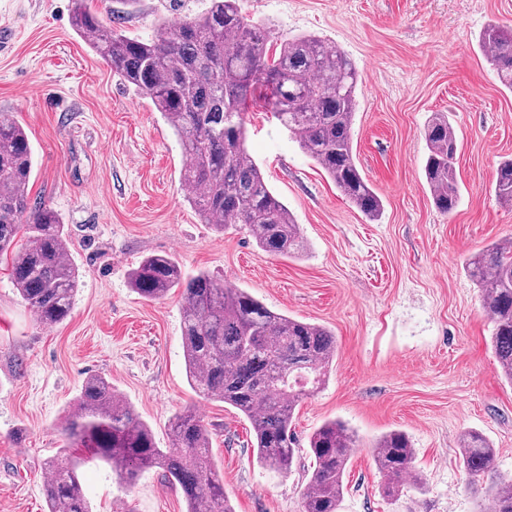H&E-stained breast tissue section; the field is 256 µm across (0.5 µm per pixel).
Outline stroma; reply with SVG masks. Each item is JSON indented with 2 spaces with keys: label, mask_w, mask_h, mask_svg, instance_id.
<instances>
[{
  "label": "stroma",
  "mask_w": 512,
  "mask_h": 512,
  "mask_svg": "<svg viewBox=\"0 0 512 512\" xmlns=\"http://www.w3.org/2000/svg\"><path fill=\"white\" fill-rule=\"evenodd\" d=\"M208 0H94L105 25L150 38L159 16L182 18ZM275 37L313 34L340 47L358 73L353 149L383 202L366 218L305 154L256 95L247 148L288 206L307 251L270 255L247 229L202 223L181 182L186 158L173 130L77 35L73 0H0V117L33 145L29 197L57 211L79 271L73 310L39 325L0 264V512H47L43 462L83 381L106 377L168 445L174 414L192 409L210 432V456L235 512H301L313 461L305 448L339 420L358 446L339 512H480L458 461L464 430L495 448L512 478V383L501 378L491 325L466 260L512 238L499 201L498 164L512 158V91L478 36L512 27V0H240ZM447 113L456 130L461 201L440 213L423 176L424 128ZM173 256L278 312L324 325L336 358L323 387L297 407L300 442L290 474L261 467L249 421L190 388L179 291L149 301L129 284L146 256ZM406 432L425 493L385 498L373 443ZM93 512H186L161 470L125 485L102 462L82 468Z\"/></svg>",
  "instance_id": "obj_1"
}]
</instances>
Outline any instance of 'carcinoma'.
<instances>
[{"instance_id":"carcinoma-1","label":"carcinoma","mask_w":512,"mask_h":512,"mask_svg":"<svg viewBox=\"0 0 512 512\" xmlns=\"http://www.w3.org/2000/svg\"><path fill=\"white\" fill-rule=\"evenodd\" d=\"M73 26L178 135L186 157L182 179L203 223L219 231L241 224L260 249L275 256L307 250L287 205L269 189L247 151L246 106L261 86L271 91L267 105L275 118L341 194L368 219L381 215L382 200L353 152L358 74L340 48L312 35L276 43L270 27L242 14L238 0H210L204 11L178 22L161 18L150 39L104 25L89 0H74ZM479 47L512 90V29L487 25ZM424 137L425 182L436 208L450 214L460 201L455 129L447 115L436 112ZM33 168L24 128L0 119V258H10L12 284L37 323L53 326L71 314L79 272L69 259L70 239L59 214L45 204H31ZM494 192L512 204V159L497 167ZM466 272L482 292L498 371L512 383V241L500 240L470 257ZM129 281L151 301L173 288L181 290L182 347L191 390L245 416L258 462L288 475L298 445L292 429L295 409L326 381L336 353L332 331L274 311L247 290L205 271L187 276L170 255L144 258ZM61 431L62 452L43 464L47 512H91L80 473L88 460L105 463L122 482L161 469L182 491L186 512H233L211 462L209 430L190 410L174 416L169 447L159 448L148 423L107 378L96 375L81 385ZM355 447L356 436L341 421H327L309 436L314 464L302 512H338ZM71 448L87 455L74 457ZM458 454L475 492L493 512H512V478L496 474L495 449L485 436L463 432ZM414 456L402 431L375 441L373 457L386 478V497H398L406 479L423 488Z\"/></svg>"}]
</instances>
